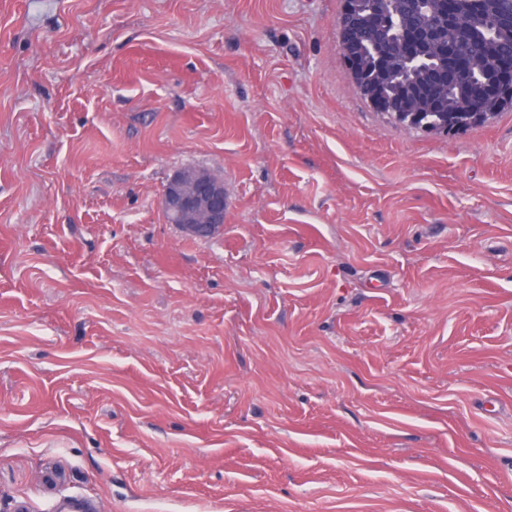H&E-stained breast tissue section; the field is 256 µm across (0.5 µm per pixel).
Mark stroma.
Listing matches in <instances>:
<instances>
[{
  "mask_svg": "<svg viewBox=\"0 0 512 512\" xmlns=\"http://www.w3.org/2000/svg\"><path fill=\"white\" fill-rule=\"evenodd\" d=\"M340 8L0 0V512H512V110L393 122ZM357 1L358 0H343L341 12L337 18L338 45L342 57L347 64L348 78L369 104L376 108V102L380 99L383 79L388 75V73L385 72L386 60L390 55L398 51L410 56L412 49L408 45L403 44L399 47L397 46L395 51L391 54L375 50L376 65L371 56L363 54L361 56L362 66L368 70L374 69L372 76L368 77L369 72L363 70L357 62L365 45L362 41V33L358 23L360 11ZM229 206L224 182L205 169H179L162 190V208L185 234L208 238L224 224Z\"/></svg>",
  "mask_w": 512,
  "mask_h": 512,
  "instance_id": "35a3bbf8",
  "label": "stroma"
}]
</instances>
